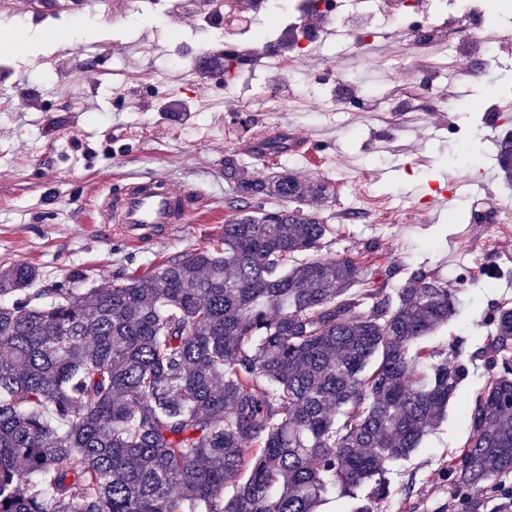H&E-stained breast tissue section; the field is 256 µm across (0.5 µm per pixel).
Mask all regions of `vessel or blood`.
Segmentation results:
<instances>
[{
  "label": "vessel or blood",
  "instance_id": "obj_1",
  "mask_svg": "<svg viewBox=\"0 0 512 512\" xmlns=\"http://www.w3.org/2000/svg\"><path fill=\"white\" fill-rule=\"evenodd\" d=\"M201 204L192 191H177L167 181L152 178L126 185L103 197L97 207L100 223L115 225L132 245L155 237L160 230L192 223Z\"/></svg>",
  "mask_w": 512,
  "mask_h": 512
}]
</instances>
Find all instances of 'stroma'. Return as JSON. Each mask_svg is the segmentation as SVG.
<instances>
[{
	"label": "stroma",
	"instance_id": "stroma-1",
	"mask_svg": "<svg viewBox=\"0 0 512 512\" xmlns=\"http://www.w3.org/2000/svg\"><path fill=\"white\" fill-rule=\"evenodd\" d=\"M166 0H109L71 12L57 0L47 12L18 0H0V28L67 30L78 40L33 45L0 60V264L26 262L40 271L38 287L65 282L73 270L93 288L122 271L146 272L224 233L234 187L224 178V158L236 155L249 176L266 179L287 171L304 182L330 187L318 209L332 229L323 255L336 257L378 248L370 272L425 267L459 290L462 311L425 337L447 349L453 336L483 345L480 321L498 301L512 299V277L484 285L489 262L512 269V188L504 183L495 141L512 120V0H473L477 12L495 11L477 32L485 51L481 78L463 72L449 43L417 45L396 36L394 15L372 0H339L341 13L357 14L374 31L367 53L345 31H322L316 48L274 71L268 53L240 66L216 87L195 59L212 50L210 28L166 14ZM84 56L71 58L74 45ZM438 90L458 82L444 110L400 112L406 91L420 92L424 74ZM355 82L376 104L360 110L341 98L336 83ZM184 102L173 118L155 103ZM285 136V152L258 160L255 143ZM457 180L442 211L422 203L445 175ZM151 177L204 198L194 223L165 237L130 246L99 224L94 206L108 191ZM399 212L388 220L384 203ZM366 221L345 223L351 208ZM488 378L483 360L471 365L448 413L410 459L389 476L383 512H498L496 493L463 502L444 475L450 452L463 447L469 428L460 415Z\"/></svg>",
	"mask_w": 512,
	"mask_h": 512
}]
</instances>
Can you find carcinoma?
<instances>
[{
    "instance_id": "cac0c4a2",
    "label": "carcinoma",
    "mask_w": 512,
    "mask_h": 512,
    "mask_svg": "<svg viewBox=\"0 0 512 512\" xmlns=\"http://www.w3.org/2000/svg\"><path fill=\"white\" fill-rule=\"evenodd\" d=\"M497 160L512 182V134ZM224 179L217 244L147 274L32 292L38 268L0 266V512H319L336 491L382 512L469 374L465 336L413 350L459 290L419 267L389 291L360 256L321 255L325 185L234 155ZM487 321L491 375L446 465L467 496L512 474V304Z\"/></svg>"
}]
</instances>
